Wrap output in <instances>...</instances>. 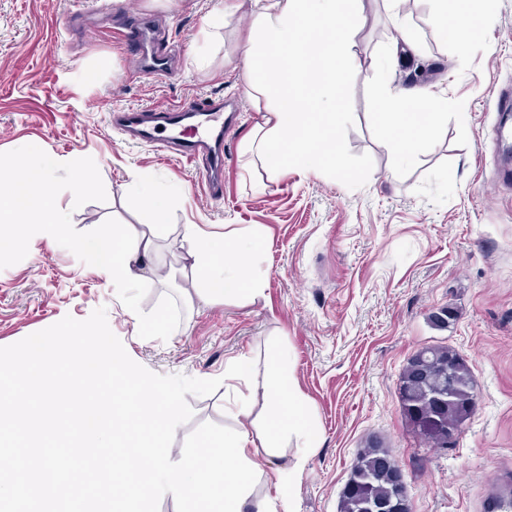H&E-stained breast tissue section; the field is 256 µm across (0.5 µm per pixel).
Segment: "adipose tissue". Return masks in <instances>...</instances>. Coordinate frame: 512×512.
Masks as SVG:
<instances>
[{
  "label": "adipose tissue",
  "instance_id": "obj_1",
  "mask_svg": "<svg viewBox=\"0 0 512 512\" xmlns=\"http://www.w3.org/2000/svg\"><path fill=\"white\" fill-rule=\"evenodd\" d=\"M362 0H227L206 17L205 30L223 28L237 9L248 7L252 26L243 54V75L248 94L261 104L263 120L244 137L243 154L278 170L288 164L306 167L342 165L338 134L343 120L347 74L354 61L353 33L362 19ZM479 0H456V13L440 7L433 23L440 37L451 36L467 44L475 31ZM381 117L395 134L385 142L392 157L410 163L421 141L431 139L447 104L441 93H412L384 88ZM12 177L0 181V251L16 247L22 238L44 235L71 244L114 283L136 286L146 280L155 240L169 224L170 198L151 186L150 174H140L136 198L151 217V232L138 235L116 224L89 238H72L66 212L56 204L51 188L56 169L71 173L75 195L93 186L94 174L78 157L36 159L16 157ZM182 240L192 266L204 282L196 295L210 303H223L259 294L247 257L257 244L249 240L234 249L208 238L195 225H185ZM228 380L246 385L239 394L235 416L240 431L261 425L257 438L244 442V453L266 467L295 443L293 464L276 471V496L250 495L240 512H288L294 483L306 469L316 433L287 369L277 365L256 378L247 360L224 371ZM262 396L264 414L253 418V399Z\"/></svg>",
  "mask_w": 512,
  "mask_h": 512
}]
</instances>
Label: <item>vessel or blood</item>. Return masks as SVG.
I'll return each instance as SVG.
<instances>
[{
    "label": "vessel or blood",
    "instance_id": "1",
    "mask_svg": "<svg viewBox=\"0 0 512 512\" xmlns=\"http://www.w3.org/2000/svg\"><path fill=\"white\" fill-rule=\"evenodd\" d=\"M113 123L132 139L155 141L159 130H166L165 148L187 158H203L201 184L210 195L222 188L224 171V102L211 98L203 103L189 102L164 109L123 111L113 115Z\"/></svg>",
    "mask_w": 512,
    "mask_h": 512
}]
</instances>
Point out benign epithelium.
Listing matches in <instances>:
<instances>
[{
  "mask_svg": "<svg viewBox=\"0 0 512 512\" xmlns=\"http://www.w3.org/2000/svg\"><path fill=\"white\" fill-rule=\"evenodd\" d=\"M463 370L464 362L453 351H419L410 358L401 378V382L414 387L418 396L411 412L414 424L445 443L459 434L462 422L476 405L474 399L463 402L455 397V378ZM450 404L456 405L460 418L454 426L448 423ZM369 448L374 471L381 474L380 496L364 492L357 481H348L341 496L342 512H411L401 468L380 442H372Z\"/></svg>",
  "mask_w": 512,
  "mask_h": 512,
  "instance_id": "7a95c632",
  "label": "benign epithelium"
}]
</instances>
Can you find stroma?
Returning a JSON list of instances; mask_svg holds the SVG:
<instances>
[{"mask_svg": "<svg viewBox=\"0 0 512 512\" xmlns=\"http://www.w3.org/2000/svg\"><path fill=\"white\" fill-rule=\"evenodd\" d=\"M218 0H0V159L29 150L81 156L94 187L71 200L54 174L73 237L118 222L146 231L134 185L152 174L171 195L167 234L152 257L157 276L115 285L73 247L32 236L0 254V346L72 316L105 308L128 355L152 372L223 376L236 358L256 372L288 354V371L319 438L295 486L292 512H339L362 448L376 439L401 466L413 512H495L512 495V169L502 160L496 96L512 99V0H485L478 37L441 41L432 0H410L404 19L422 51L388 61L396 22L382 0H363L339 132L347 167L246 166L245 133L262 115L246 93V11L210 38ZM157 37L170 74L149 77L128 30ZM446 91L448 112L418 158L400 165L385 147L378 88ZM220 97L237 111L224 124V193L202 188L197 163L136 144L113 130L112 110ZM468 119L458 122V108ZM265 183L256 191V183ZM238 242L261 292L226 304H187L193 272L185 225ZM165 315L146 333L143 319ZM454 350L477 383V403L456 443L428 445L399 398L408 359L424 347ZM227 387L188 396L193 410L172 444L179 461L201 423L235 427Z\"/></svg>", "mask_w": 512, "mask_h": 512, "instance_id": "35a3bbf8", "label": "stroma"}]
</instances>
